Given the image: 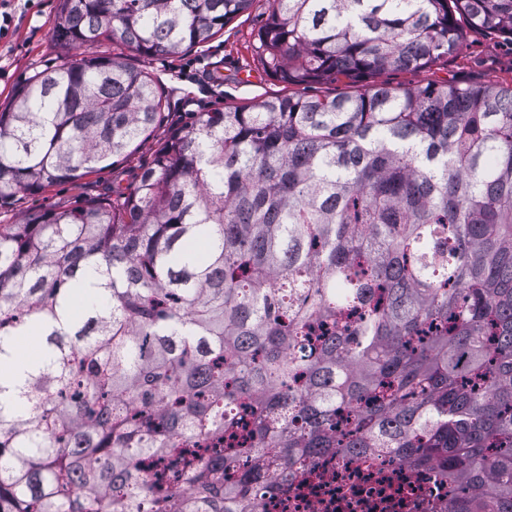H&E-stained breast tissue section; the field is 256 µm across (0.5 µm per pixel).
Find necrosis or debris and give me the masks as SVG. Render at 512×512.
<instances>
[{"mask_svg": "<svg viewBox=\"0 0 512 512\" xmlns=\"http://www.w3.org/2000/svg\"><path fill=\"white\" fill-rule=\"evenodd\" d=\"M447 498L433 472L398 464L389 453L350 462L323 454L290 488L260 497L254 512H439Z\"/></svg>", "mask_w": 512, "mask_h": 512, "instance_id": "obj_1", "label": "necrosis or debris"}]
</instances>
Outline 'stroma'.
I'll use <instances>...</instances> for the list:
<instances>
[{
    "label": "stroma",
    "mask_w": 512,
    "mask_h": 512,
    "mask_svg": "<svg viewBox=\"0 0 512 512\" xmlns=\"http://www.w3.org/2000/svg\"><path fill=\"white\" fill-rule=\"evenodd\" d=\"M58 4L59 0H11L9 34L0 39V105H7L35 71L55 63L58 50L51 30ZM269 7V0H254L248 12L225 26L222 35L177 57L145 58L128 52L130 63L152 71L164 85L167 104L162 124L128 158L86 177L82 186L61 183L36 194H17L11 205L0 209V224L16 223L51 206L70 208L112 184L130 183L141 165L150 161L158 142L171 128L191 121L193 113L250 105L290 93V86L257 69L252 59V37ZM377 80L392 87L448 81L508 86L512 84V44L469 29L448 59L417 72L388 71Z\"/></svg>",
    "instance_id": "obj_1"
}]
</instances>
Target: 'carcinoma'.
<instances>
[{
  "mask_svg": "<svg viewBox=\"0 0 512 512\" xmlns=\"http://www.w3.org/2000/svg\"><path fill=\"white\" fill-rule=\"evenodd\" d=\"M253 0H59L60 63L0 111V205L131 155L143 57ZM512 41V0H271L256 67L362 83ZM0 512H251L386 450L445 512H512V86L370 85L200 112L134 184L0 225ZM153 471L155 484L140 476Z\"/></svg>",
  "mask_w": 512,
  "mask_h": 512,
  "instance_id": "obj_1",
  "label": "carcinoma"
}]
</instances>
